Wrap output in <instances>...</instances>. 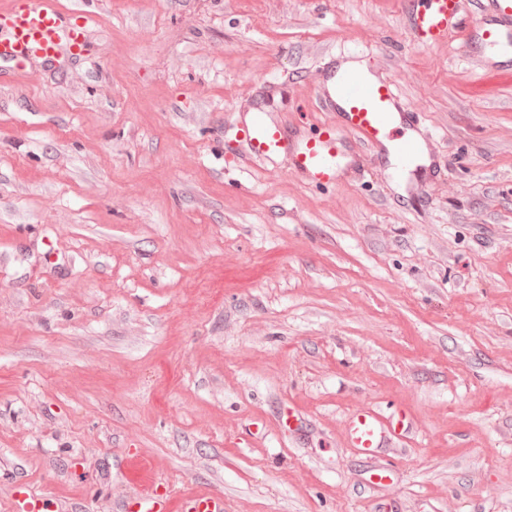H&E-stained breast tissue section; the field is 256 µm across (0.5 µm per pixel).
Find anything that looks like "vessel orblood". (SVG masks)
I'll use <instances>...</instances> for the list:
<instances>
[{
  "mask_svg": "<svg viewBox=\"0 0 512 512\" xmlns=\"http://www.w3.org/2000/svg\"><path fill=\"white\" fill-rule=\"evenodd\" d=\"M408 25L422 43L442 40L449 29L468 23L474 48L483 52L490 65L512 66V0H476V12L463 18L459 0H419L408 13ZM71 47L82 43L68 17L51 0H20L0 26V62L23 67L31 57L50 61L61 36ZM317 99L325 111L335 113L337 123L324 124L318 137L291 140L285 130L261 109H253L241 129L240 140L248 152L266 160L287 156L292 172L308 183H337L351 166L344 135H351L371 154L393 157L397 175L422 169L424 139L394 85L370 69H349L329 63L323 71ZM409 431L406 414L382 416L371 409L355 413L348 430L352 448L364 459L375 460L381 448ZM224 512L223 501L197 494L174 500L171 492H159L154 481H146L132 498L121 499L116 512Z\"/></svg>",
  "mask_w": 512,
  "mask_h": 512,
  "instance_id": "vessel-or-blood-1",
  "label": "vessel or blood"
}]
</instances>
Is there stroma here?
Returning a JSON list of instances; mask_svg holds the SVG:
<instances>
[{
  "label": "stroma",
  "mask_w": 512,
  "mask_h": 512,
  "mask_svg": "<svg viewBox=\"0 0 512 512\" xmlns=\"http://www.w3.org/2000/svg\"><path fill=\"white\" fill-rule=\"evenodd\" d=\"M84 56L0 63V512H114L152 477L224 512H512V71L410 0H53ZM346 48L430 134L315 188L237 153L309 137ZM400 406L376 461L359 408ZM388 464L383 485L374 463ZM418 5L408 13V25L424 44L442 40L448 30L460 25L463 16L459 0H416ZM409 432L405 413L384 417L371 409L355 413L348 430L350 446L364 459L375 460L388 441L400 439Z\"/></svg>",
  "instance_id": "35a3bbf8"
}]
</instances>
